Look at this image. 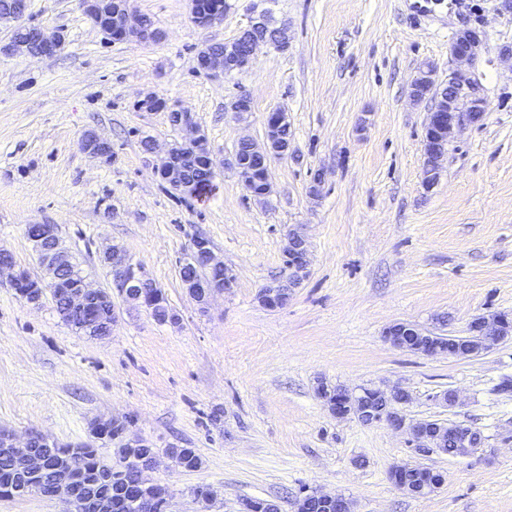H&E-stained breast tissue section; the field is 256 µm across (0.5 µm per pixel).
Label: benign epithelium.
I'll return each instance as SVG.
<instances>
[{
    "mask_svg": "<svg viewBox=\"0 0 512 512\" xmlns=\"http://www.w3.org/2000/svg\"><path fill=\"white\" fill-rule=\"evenodd\" d=\"M86 15L101 31L106 39L125 38L133 35L141 42L154 40V33L147 28L141 15L131 7L130 0H113L112 8H105V0H81ZM193 22L199 26H210L224 18V11L207 8L202 0H191ZM271 25L267 13L252 15L248 25L239 36L224 43V51L214 52L208 47L201 48L204 74L216 77L230 75L247 68L252 62L257 48L272 45L279 49L288 46V24L277 27L278 38L268 39L258 31ZM63 36L56 32L45 35L43 28L37 29L36 45L15 40L10 35L5 42H0V53L7 55L28 54L32 56L51 57L62 49ZM482 35L475 29L461 31L450 46V56L455 68L448 75V100L444 107L432 108L426 118L425 139V179L426 186L431 187L437 181L436 164L444 156L446 147L452 138L456 126L463 122L478 123L485 112L489 111L487 101L476 93V82L472 77L471 67L480 53ZM434 67L428 66L419 71L411 82V97L418 101L420 92L425 88L434 89L437 85ZM174 124L187 132L183 141L170 148L167 156L153 165L154 174L169 186L179 187L184 183L183 174L177 165V158L183 151L194 154L203 153L209 157V165H214L212 151L207 137L193 123L186 111L171 112ZM288 117L280 110L268 113L266 117V136L263 144H258L249 137H242L238 144L249 146L253 156L261 162L262 172L257 173L248 162L236 165V171L244 189L259 197L271 191L269 182L270 160L276 156H285L290 149V142L285 135ZM80 149L93 157L106 158L109 142L97 134L89 132L79 141ZM36 231L26 230L28 243L38 256L44 274L33 277L27 271L16 268L12 254L0 249V274L6 272L12 288L30 282L29 292L24 295L27 303L40 304L45 293L53 296L63 295V308L68 314L81 320L85 327L95 328L101 322L100 308L112 307V292L93 289L86 278L65 287V274L72 268V261L62 247L57 231L52 224H37ZM284 263L280 274L273 283L262 288L258 294L259 301L269 309L283 307L293 288L297 287L307 276L309 245L307 237L298 228L289 230L283 248ZM102 260L112 268V284L125 300L133 302L145 310H150L155 300L161 296L157 284L144 272L142 266L132 261L127 253L118 246H111L104 251ZM182 267L186 273L181 275L183 287L197 303L206 306L216 293H223L234 287L235 278L227 272L224 261L214 253L208 239H194L189 255ZM224 271V283H216L204 276V272ZM420 330L412 324L399 322L389 326L385 337L398 349L424 356L448 355L454 358H472L489 350L499 341L512 335V315L498 314L490 318L479 317L469 327L468 335L448 337L435 342L420 339ZM379 400L368 399L366 390L356 394L346 388H340L326 407L338 418L356 414L364 425L387 422L395 429H407L412 449L440 448L453 436L459 456L471 454L481 443V432L462 425L453 432H448L445 423L436 420H423L405 425V418L398 407L406 405L410 396L408 392L395 386L390 391L378 392ZM59 443L51 437L30 431L20 438L11 431L0 433V455L10 459L12 469L23 481H28L43 474L48 467L52 451ZM122 447L129 448L138 455L140 467L136 471V481L131 491L124 496V504H133L139 512H155L160 498H167L164 487L150 482L147 472L157 465V454L152 444L136 436L123 435ZM413 465L407 463L391 469L390 476L396 487L415 498L427 497L445 483L444 473L432 470L417 484L407 481L408 471ZM52 487L41 495L59 500L70 508L80 505L81 512H110L115 505L94 493L88 487L77 484L72 462H56L52 467ZM335 508L336 512H351V503L341 494H325L317 490H306L298 499V512H311L312 509Z\"/></svg>",
    "mask_w": 512,
    "mask_h": 512,
    "instance_id": "7a95c632",
    "label": "benign epithelium"
}]
</instances>
